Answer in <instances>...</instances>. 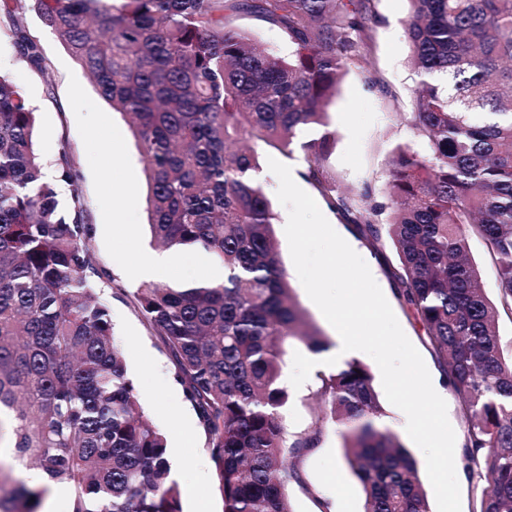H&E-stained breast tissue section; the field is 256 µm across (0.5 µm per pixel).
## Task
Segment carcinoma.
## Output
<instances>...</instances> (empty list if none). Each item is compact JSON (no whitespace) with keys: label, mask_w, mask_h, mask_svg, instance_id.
Masks as SVG:
<instances>
[{"label":"carcinoma","mask_w":512,"mask_h":512,"mask_svg":"<svg viewBox=\"0 0 512 512\" xmlns=\"http://www.w3.org/2000/svg\"><path fill=\"white\" fill-rule=\"evenodd\" d=\"M411 125L421 147L392 158L384 200L336 187L328 106L343 77L370 65L371 0H0L21 57L45 59L26 6L62 41L97 93L132 125L148 184L154 242L193 247L224 267L221 283L148 286L137 308L161 339L211 450L224 512H293L296 459L321 430L290 433L286 349L326 338L292 296L253 173L257 147L303 152L302 177L354 225L386 274L467 422L464 473L486 487L471 512H512V355L496 331L512 318V0H408ZM258 13L292 54L256 47L236 24ZM37 113L0 72V412L10 464L0 512H40L55 485L70 512H181L167 440L145 415L114 343L91 260L90 225L66 148L50 179ZM317 127L321 135L297 139ZM68 185L66 203L58 184ZM479 240L497 274L490 300L468 256ZM365 512H430L416 463L381 423L371 369L349 361L319 377ZM31 461L29 486L13 465Z\"/></svg>","instance_id":"1"}]
</instances>
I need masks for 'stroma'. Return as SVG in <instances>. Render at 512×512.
I'll return each mask as SVG.
<instances>
[{
	"mask_svg": "<svg viewBox=\"0 0 512 512\" xmlns=\"http://www.w3.org/2000/svg\"><path fill=\"white\" fill-rule=\"evenodd\" d=\"M372 7L371 63L367 70L354 69L344 77L328 109L336 142L327 165L340 189L359 191L368 186L380 197L396 148L416 141L410 125L415 77L404 26L407 0H372ZM24 24L48 71L42 74L33 69L10 40L1 37L0 72L11 77L38 112L37 147L46 166H53L60 148L69 152L86 206V222L92 227L90 254L111 276L100 296L110 309L114 338L123 349L145 412L167 438L171 477L178 484L182 512H195L200 503L208 512H223L224 502L196 413L176 382L163 344L133 304L141 283L128 278L127 268L135 249L151 245L148 186L133 130L128 119L97 94L84 70L35 13H25ZM318 206L366 261L432 379H439L441 370L423 342L422 329L400 305L384 271L386 263L394 261V253L372 251L326 201H319ZM274 210L275 238L293 298L307 321L328 341H335V329L309 299L293 265L284 231L287 211L279 204ZM317 387V374H310L300 389L292 390L286 413L290 431L310 430L317 424L322 427L317 446L297 461L301 480L288 487L292 508L294 512H328L332 507L338 512H363L361 484L344 457L339 433L331 422L321 419ZM184 424L192 427L187 439L175 433L176 426ZM201 469L206 472L202 482L196 478Z\"/></svg>",
	"mask_w": 512,
	"mask_h": 512,
	"instance_id": "obj_1",
	"label": "stroma"
}]
</instances>
